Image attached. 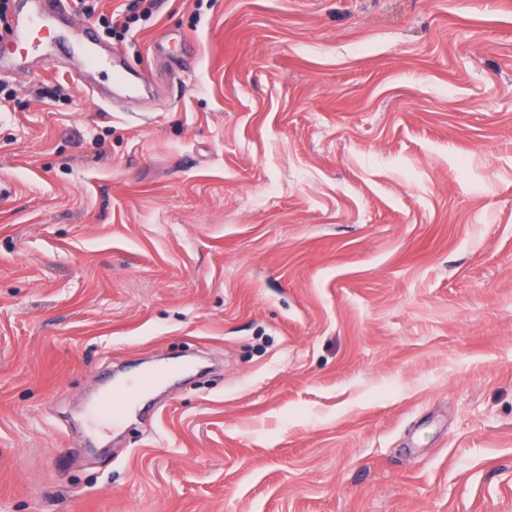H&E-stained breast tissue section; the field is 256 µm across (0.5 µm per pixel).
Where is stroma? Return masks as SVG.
<instances>
[{
    "label": "stroma",
    "mask_w": 512,
    "mask_h": 512,
    "mask_svg": "<svg viewBox=\"0 0 512 512\" xmlns=\"http://www.w3.org/2000/svg\"><path fill=\"white\" fill-rule=\"evenodd\" d=\"M108 44L146 94L0 41V512H512V0ZM199 356L83 452L111 366Z\"/></svg>",
    "instance_id": "35a3bbf8"
}]
</instances>
